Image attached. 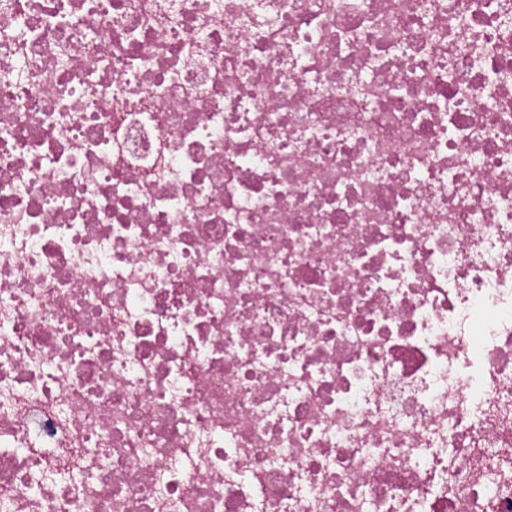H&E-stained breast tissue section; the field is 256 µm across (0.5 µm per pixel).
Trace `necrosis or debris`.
Masks as SVG:
<instances>
[{
  "mask_svg": "<svg viewBox=\"0 0 512 512\" xmlns=\"http://www.w3.org/2000/svg\"><path fill=\"white\" fill-rule=\"evenodd\" d=\"M0 512H512V0H0Z\"/></svg>",
  "mask_w": 512,
  "mask_h": 512,
  "instance_id": "obj_1",
  "label": "necrosis or debris"
}]
</instances>
